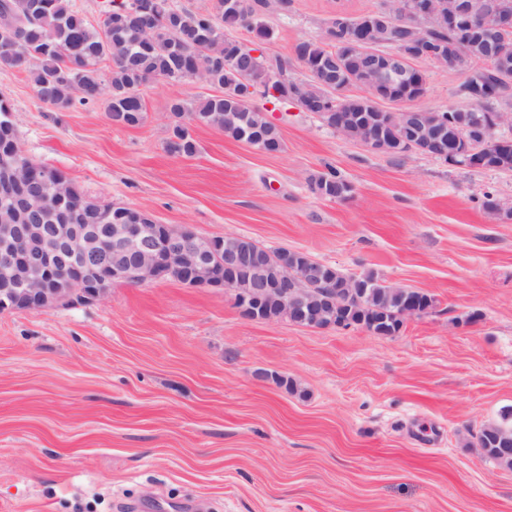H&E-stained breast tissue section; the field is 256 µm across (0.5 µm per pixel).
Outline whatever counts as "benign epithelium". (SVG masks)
Instances as JSON below:
<instances>
[{"instance_id": "7a95c632", "label": "benign epithelium", "mask_w": 512, "mask_h": 512, "mask_svg": "<svg viewBox=\"0 0 512 512\" xmlns=\"http://www.w3.org/2000/svg\"><path fill=\"white\" fill-rule=\"evenodd\" d=\"M336 22L347 26L351 55L362 61L354 72L344 71L343 57H330L339 78L337 95L305 84L307 93H297V85L269 71L256 84L276 97L290 100L304 111L315 105L327 115H336V132L351 137L369 149L387 155L417 151L446 158L448 164L479 168L486 158L506 147L497 131L512 127V76L502 65L507 56L505 36L512 33V0H381L370 15L350 20L339 13ZM461 25L465 32L484 43L476 54L463 40L449 49L428 41L432 29ZM404 28L408 40L396 43L390 54H369L367 43H393L394 32ZM261 54L246 46L234 58L243 62V76L251 74ZM422 57L451 68H466L468 76L480 82L494 74L495 86L486 94L497 101L487 112L477 107L474 124L481 133L475 137L462 127L444 140L438 118L428 110L411 106L401 112H381L371 123H354L344 112L343 90L356 85L366 89V105L377 98L415 92L424 95L425 82L410 67V59ZM40 169L21 173L19 157L0 151V277L7 288L0 293L3 311H40L66 301L103 297L114 282L132 285L173 279L182 284L222 288L247 317L258 320L259 308L278 302L286 316L312 304L333 306L336 298L353 295L350 279L333 285L322 280L320 262L312 260L298 268L288 260V250L259 251L238 242L240 236L200 237L187 226L143 224L146 214L130 209L128 224L109 223V213L100 212L101 224H76L61 216L62 195L50 202L45 195L27 192L29 181Z\"/></svg>"}]
</instances>
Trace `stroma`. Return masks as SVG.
<instances>
[{
    "label": "stroma",
    "mask_w": 512,
    "mask_h": 512,
    "mask_svg": "<svg viewBox=\"0 0 512 512\" xmlns=\"http://www.w3.org/2000/svg\"><path fill=\"white\" fill-rule=\"evenodd\" d=\"M379 5L290 0L262 52L292 56ZM414 66L418 107L464 106L465 70ZM214 93L156 81L141 124L119 127L106 100L53 110L0 70L27 156L88 198L371 272L433 308L383 336L252 320L231 294L167 280L0 312V512H512V468L477 441L512 425V216L485 206L512 200V171L379 154L261 97L280 152L191 121L195 154L170 153V101ZM330 172L347 198L312 191Z\"/></svg>",
    "instance_id": "obj_1"
}]
</instances>
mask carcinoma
I'll use <instances>...</instances> for the list:
<instances>
[{
    "label": "carcinoma",
    "instance_id": "cac0c4a2",
    "mask_svg": "<svg viewBox=\"0 0 512 512\" xmlns=\"http://www.w3.org/2000/svg\"><path fill=\"white\" fill-rule=\"evenodd\" d=\"M137 0H110L109 8L97 24H92L74 7L71 0H0V9L10 8L16 31L0 33V68L28 74L39 101L45 106L66 110L74 99L82 103L100 99L104 89L111 90L107 115L113 124L132 127L144 119L145 101L140 86L149 78L179 82L199 79L220 91L231 86L235 95L210 96L189 109L180 99L171 102L170 112L180 118L215 126L224 134L240 139V125L228 119L238 113L248 117V124L261 130L271 127L264 112L252 105L253 83L244 82L229 61L239 41L230 31L243 26L238 11L227 0H210L204 10L193 11L175 0H154L150 24H144L134 12ZM253 2V22L247 30L263 42L272 36L265 26L261 8L263 0ZM345 30L334 33L327 41L302 40L294 53L316 64L332 53L347 51ZM463 29L435 30L430 39L453 44L462 40ZM110 61L109 75L100 64ZM291 60L276 57L258 59L256 70H276L290 76ZM11 107L0 99V149L23 153ZM173 154L191 156L196 144L187 128L176 123L168 141ZM312 190L324 198L347 197L351 186L334 174L321 175L312 182ZM359 302L336 309V322L347 328L353 325L374 329L386 335L400 331L404 289L394 290L372 273L352 277ZM484 453L492 460L512 466V426L490 425L479 435Z\"/></svg>",
    "mask_w": 512,
    "mask_h": 512
}]
</instances>
